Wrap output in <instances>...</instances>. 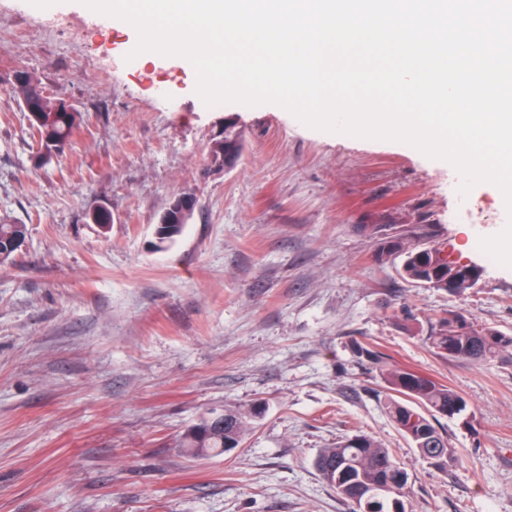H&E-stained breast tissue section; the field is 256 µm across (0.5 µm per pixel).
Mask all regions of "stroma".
Here are the masks:
<instances>
[{
    "label": "stroma",
    "instance_id": "35a3bbf8",
    "mask_svg": "<svg viewBox=\"0 0 512 512\" xmlns=\"http://www.w3.org/2000/svg\"><path fill=\"white\" fill-rule=\"evenodd\" d=\"M136 42L79 0H0V81L33 71L84 118L41 167L26 112L0 96V218L28 227L0 263V512H353L315 461L358 432L407 472L408 512H512V351L450 360L426 341L458 310L512 336V268L478 248L504 201L473 188L460 220L447 162L274 104L207 108L187 59L126 61ZM229 116L242 155L216 171ZM185 191L189 224L157 244ZM101 206L105 227L89 218ZM395 234L480 281L406 280L400 256L377 257ZM357 342L466 400L465 417L437 419L445 468L388 417ZM230 405L263 409L239 448H181ZM196 205L197 200L190 193L178 195L170 201L168 207L161 214L157 222L156 238L158 239L159 237L158 227L164 224H184V227H182V225H174L175 232L178 234L173 235V233H169L167 236L161 237L159 239L160 244L173 242L183 233L187 221L194 213Z\"/></svg>",
    "mask_w": 512,
    "mask_h": 512
}]
</instances>
